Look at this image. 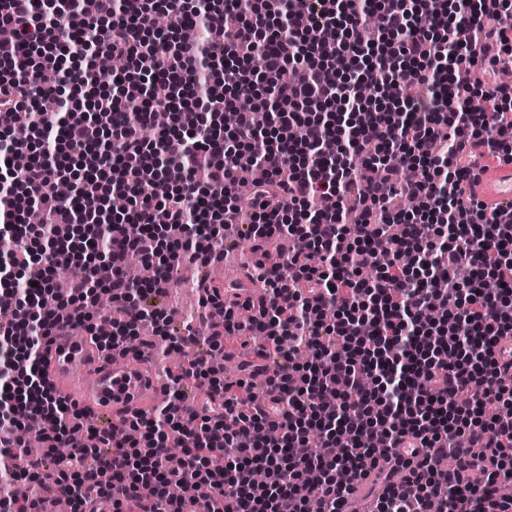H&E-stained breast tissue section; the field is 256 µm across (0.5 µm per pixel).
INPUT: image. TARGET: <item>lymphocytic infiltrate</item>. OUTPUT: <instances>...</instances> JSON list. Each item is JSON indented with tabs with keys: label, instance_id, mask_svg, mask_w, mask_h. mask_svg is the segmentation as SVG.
<instances>
[{
	"label": "lymphocytic infiltrate",
	"instance_id": "obj_1",
	"mask_svg": "<svg viewBox=\"0 0 512 512\" xmlns=\"http://www.w3.org/2000/svg\"><path fill=\"white\" fill-rule=\"evenodd\" d=\"M160 0L167 36L151 39L147 0H0V115L67 112L46 119L45 140L11 148L20 171L0 165V228L13 241L21 292L32 309L0 322L9 360L0 370V512H42L31 483L75 486L71 512H344L379 468L369 512H512V211L488 207L473 187L480 159L512 163V0ZM224 15L210 28L207 12ZM188 28L209 39L181 41ZM336 40L323 42L324 29ZM107 53L126 59L92 113L67 106L45 71ZM463 68L474 80L453 83ZM271 80V128L261 134L238 108L258 78ZM481 94L488 108L470 103ZM236 108L233 125L225 109ZM171 125L147 140L152 112ZM381 168L360 176L352 161ZM262 168L250 223L237 221L240 174ZM74 189L61 196L57 182ZM129 206L111 229L97 223L109 197ZM38 204L40 226L23 222ZM81 227L87 251L104 255L68 294L54 288L73 261ZM249 240L259 302L206 288L208 354L177 374L165 405L135 416L121 444L84 425L87 411L59 396L44 371L55 336L73 329L103 351L134 349L129 316L154 321L152 302L171 267L211 259L213 240ZM152 265L153 281L126 271ZM123 317L110 335L93 321L100 293ZM264 342L245 372L266 374V392L245 379H210L219 353L244 323ZM206 400L183 416L189 382ZM38 426L44 452L20 453L19 428ZM82 439L70 442L73 430ZM387 439L383 452L370 436ZM194 439L180 466L171 444ZM70 442L68 453L56 446ZM267 479L242 489L240 473Z\"/></svg>",
	"mask_w": 512,
	"mask_h": 512
}]
</instances>
